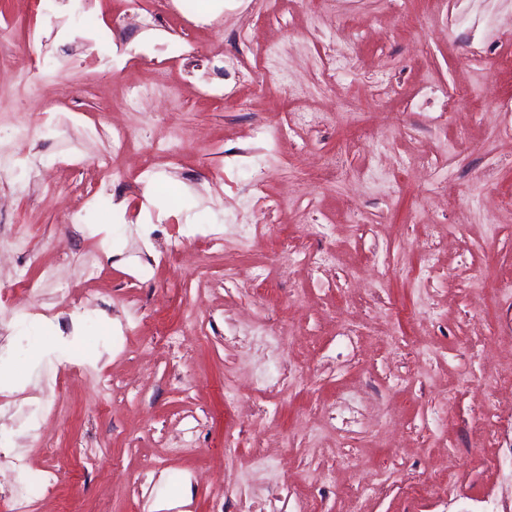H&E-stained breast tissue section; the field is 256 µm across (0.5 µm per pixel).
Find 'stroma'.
<instances>
[{"mask_svg":"<svg viewBox=\"0 0 512 512\" xmlns=\"http://www.w3.org/2000/svg\"><path fill=\"white\" fill-rule=\"evenodd\" d=\"M145 2L155 22L125 28L130 0H0V399L59 400L32 472L85 452L38 512H512V383L489 382L512 373V0ZM392 157L400 177L359 179ZM65 287L90 303L64 325Z\"/></svg>","mask_w":512,"mask_h":512,"instance_id":"35a3bbf8","label":"stroma"}]
</instances>
